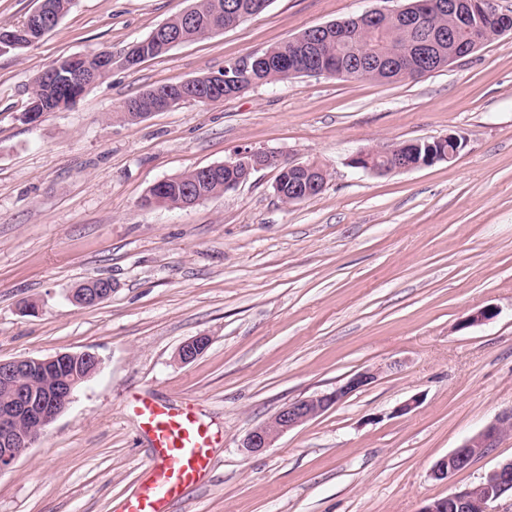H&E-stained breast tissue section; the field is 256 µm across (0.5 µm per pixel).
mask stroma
Instances as JSON below:
<instances>
[{
	"label": "stroma",
	"mask_w": 512,
	"mask_h": 512,
	"mask_svg": "<svg viewBox=\"0 0 512 512\" xmlns=\"http://www.w3.org/2000/svg\"><path fill=\"white\" fill-rule=\"evenodd\" d=\"M190 0H73L38 43L0 54V360L90 351L101 365L0 474V512H120L155 450L131 403L194 404L215 468L172 512H420L512 458V436L451 480L435 462L512 407V32L413 80L298 76L140 122L122 102L222 70L383 0H271L239 26L128 67L127 48ZM112 51L111 73L30 124L31 78ZM464 135L458 157L375 176L377 143ZM317 161L295 204L273 169L188 208H144L156 182L243 148ZM112 282L92 307L74 289ZM493 308L491 320L462 327ZM210 339L194 361L180 345ZM378 370L370 387L248 454L285 404ZM415 407L397 408L407 400Z\"/></svg>",
	"instance_id": "stroma-1"
}]
</instances>
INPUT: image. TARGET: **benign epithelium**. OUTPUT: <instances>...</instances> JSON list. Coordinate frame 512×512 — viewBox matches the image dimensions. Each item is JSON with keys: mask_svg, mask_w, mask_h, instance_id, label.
<instances>
[{"mask_svg": "<svg viewBox=\"0 0 512 512\" xmlns=\"http://www.w3.org/2000/svg\"><path fill=\"white\" fill-rule=\"evenodd\" d=\"M494 7V0H460L456 4L457 14L463 18L481 14ZM407 7L377 8L366 12L355 21L377 22L381 19L401 22L407 19ZM49 33L46 26L44 8H39L28 19L27 27L16 33L0 37V54L8 53L16 40L22 39L33 45ZM180 44L179 37L168 30L162 31V39L154 43L140 42L132 44L124 56V65L134 66L148 55L149 49L166 52ZM100 67L96 71L84 73L79 61L82 57L67 59L64 64H56L48 72L54 80L67 82L75 87L66 101L73 105L82 95L80 87H87L98 80V76L112 71V57L106 51L97 52ZM265 61L261 56L248 58L232 64L219 73L210 75L208 92L202 97L208 104L224 100V88L234 87L238 83V73L249 65H258ZM147 103L145 117L158 111L170 110L181 103L175 96H167L159 91L149 97L137 100ZM275 162L283 168L286 177L274 183L275 194L289 202L297 203L311 197V188L324 189L328 180L327 168L318 162L294 163L276 151L252 150L244 148L232 159L220 164L199 168L202 178L209 181L221 175L222 166L233 168L242 166V176L229 179L224 183L228 192L245 183L257 170L269 167ZM348 166L375 175H389L408 172L418 168L401 153L365 148L348 159ZM112 294V283L101 280L97 287L81 291L77 303L82 306L96 305ZM209 346L206 336H194L185 341L178 349V360L189 363L200 356ZM100 358L89 351L72 353L62 352L46 358L26 357L0 360V388L10 391V399L0 406V468L8 470L31 447L36 436L52 424L73 402L76 391L99 369ZM378 372L363 369L352 373L335 390L317 396L305 397L290 402L280 408L272 417L250 430L242 441L241 447L248 453H256L270 448L287 432L319 417L333 406L339 405L351 394L364 389L377 380ZM512 432V408L500 411L495 418L476 435L465 439L458 447L439 459L431 470V476L447 481L456 473L467 469L474 460L481 458L498 447L503 438ZM483 499L479 503L480 512H491L490 504L504 497H512V459L501 462L492 469L479 484ZM474 505L472 488L463 487L452 491L448 496L437 498L426 504L421 512H470Z\"/></svg>", "mask_w": 512, "mask_h": 512, "instance_id": "1", "label": "benign epithelium"}]
</instances>
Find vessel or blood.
<instances>
[{
  "label": "vessel or blood",
  "mask_w": 512,
  "mask_h": 512,
  "mask_svg": "<svg viewBox=\"0 0 512 512\" xmlns=\"http://www.w3.org/2000/svg\"><path fill=\"white\" fill-rule=\"evenodd\" d=\"M134 412L157 455L122 512H169L212 469L214 433L193 407H169L153 399L139 400Z\"/></svg>",
  "instance_id": "vessel-or-blood-1"
}]
</instances>
